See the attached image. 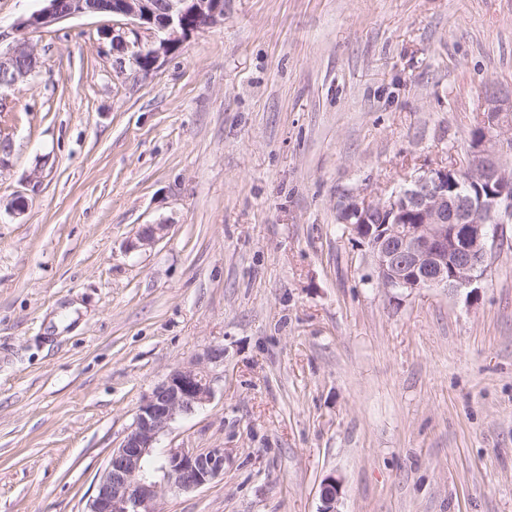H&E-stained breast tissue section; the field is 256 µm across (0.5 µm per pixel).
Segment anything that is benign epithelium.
<instances>
[{"label": "benign epithelium", "mask_w": 512, "mask_h": 512, "mask_svg": "<svg viewBox=\"0 0 512 512\" xmlns=\"http://www.w3.org/2000/svg\"><path fill=\"white\" fill-rule=\"evenodd\" d=\"M42 2L18 23L20 30L105 13L130 20L137 33H162L133 56L145 75L194 32L224 23L225 0ZM36 66L25 43L0 52V89L30 76ZM475 132L463 162L425 169L386 198L369 200L352 191L336 205L338 222L366 244L378 287L394 299L425 289L476 287L494 255L497 230L512 222V167L504 161L512 153V93L498 89L486 96ZM377 216L381 222L370 223ZM168 230L167 224H146L128 249L152 247ZM222 365L224 346L213 345L190 365L174 368L143 398L121 445L112 449L87 512H159L161 494L194 491L224 474L222 448H166L157 473L143 467L174 422L211 401L214 371ZM340 490L335 477L323 479L321 512H335Z\"/></svg>", "instance_id": "obj_1"}]
</instances>
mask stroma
<instances>
[{"instance_id": "obj_1", "label": "stroma", "mask_w": 512, "mask_h": 512, "mask_svg": "<svg viewBox=\"0 0 512 512\" xmlns=\"http://www.w3.org/2000/svg\"><path fill=\"white\" fill-rule=\"evenodd\" d=\"M41 0H0V512H86L142 397L224 347L214 396L159 448L224 476L161 512H512V224L477 298L400 299L336 222L466 156L512 91V0H227L146 75ZM28 207L10 212L16 194ZM155 247L128 251L145 224ZM24 64H19L20 61ZM37 66V60L26 43H18L8 51H0V89L10 87L30 76ZM10 76L7 81L2 75ZM168 224H146L138 232L137 237L128 243V249L139 250L154 246L168 232Z\"/></svg>"}]
</instances>
